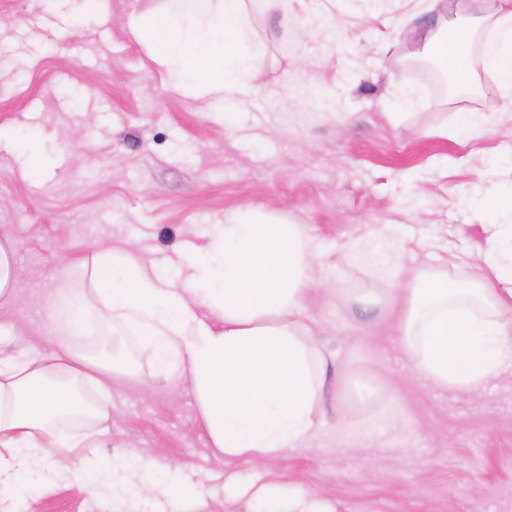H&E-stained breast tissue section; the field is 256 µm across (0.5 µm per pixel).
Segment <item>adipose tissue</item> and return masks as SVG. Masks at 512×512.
Here are the masks:
<instances>
[{"label": "adipose tissue", "instance_id": "1", "mask_svg": "<svg viewBox=\"0 0 512 512\" xmlns=\"http://www.w3.org/2000/svg\"><path fill=\"white\" fill-rule=\"evenodd\" d=\"M246 0H166L130 31L175 69L185 93L223 102L242 90L252 60L244 53ZM474 25H490L483 57L512 95V0H493ZM470 31L448 19L424 40L426 53L453 60L460 85ZM193 64H186V55ZM472 270L449 254L442 267L419 266L393 289L400 343L416 377L447 391L479 393L512 370V224H487ZM380 275L400 266L402 241L392 225L358 236ZM317 244L302 225L240 220L230 214L205 253L187 255L183 286L122 254L93 255L90 283L113 326L148 344L159 374L186 375L216 460L268 462L318 438L317 409L326 385L323 356L305 343L304 310L315 279ZM459 269L449 278V266ZM95 312L75 294L63 320L69 333L49 352L0 360V512H19L11 487L43 470L71 475V456L97 440V422L112 415L111 369L76 350ZM139 481L118 485L110 469L85 476L106 495L150 496L162 472L144 452L125 460Z\"/></svg>", "mask_w": 512, "mask_h": 512}]
</instances>
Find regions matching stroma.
Here are the masks:
<instances>
[{"label":"stroma","instance_id":"stroma-1","mask_svg":"<svg viewBox=\"0 0 512 512\" xmlns=\"http://www.w3.org/2000/svg\"><path fill=\"white\" fill-rule=\"evenodd\" d=\"M252 0L244 48L255 64L249 104L223 110L177 89L171 68L129 34L130 16L164 0H0V233L15 249L14 300L0 308V358L54 346L57 290L89 288L83 264L128 251L178 276L181 246H207L225 213L303 225L318 247L320 289L299 316L331 377L318 408L321 442L282 459L216 464L180 375H156L149 348L122 329L79 338L121 352L112 419L72 461L148 451L197 489L182 512H272L271 496L320 512H512V375L482 394L418 380L390 332L388 295L348 245L396 225L405 268L439 267L447 250L475 257L482 225L502 221L512 177L485 178L512 158V124L477 135L464 112L512 113L467 47L474 87L430 65L418 30L487 0ZM414 102L399 105L398 88ZM34 141L31 166L18 144ZM374 283L375 295L360 294ZM345 381L337 396V381ZM266 495H254L256 486ZM171 490L115 501L80 480L45 478L25 512H171Z\"/></svg>","mask_w":512,"mask_h":512}]
</instances>
